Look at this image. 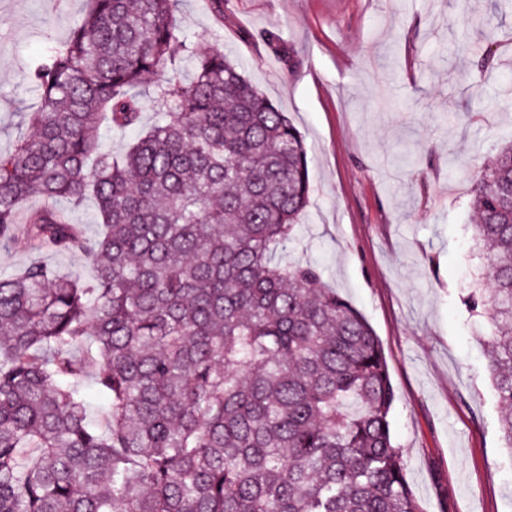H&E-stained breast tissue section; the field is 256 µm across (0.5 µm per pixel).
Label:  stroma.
<instances>
[{"mask_svg": "<svg viewBox=\"0 0 512 512\" xmlns=\"http://www.w3.org/2000/svg\"><path fill=\"white\" fill-rule=\"evenodd\" d=\"M87 0H0V149L37 101L26 78ZM177 20L223 47L288 113L307 148L310 204L282 261L316 265L379 337L397 400L392 437L423 512H512L482 319L459 301L479 272L466 194L448 187L512 141V12L463 26L457 0H205ZM280 40L269 46L263 32ZM496 44L479 74L473 51ZM41 261L89 281L80 253L0 249V274Z\"/></svg>", "mask_w": 512, "mask_h": 512, "instance_id": "1", "label": "stroma"}]
</instances>
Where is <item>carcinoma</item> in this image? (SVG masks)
Instances as JSON below:
<instances>
[{
	"mask_svg": "<svg viewBox=\"0 0 512 512\" xmlns=\"http://www.w3.org/2000/svg\"><path fill=\"white\" fill-rule=\"evenodd\" d=\"M181 2L88 0L28 73L38 102L0 152V247L22 231L95 277L0 276V512H422L379 338L316 266L276 260L310 201L302 135L183 34ZM146 96L159 121L112 152L97 129H136ZM469 192L488 275L462 305L487 319L512 452V142ZM89 195L95 239L63 216Z\"/></svg>",
	"mask_w": 512,
	"mask_h": 512,
	"instance_id": "carcinoma-1",
	"label": "carcinoma"
}]
</instances>
